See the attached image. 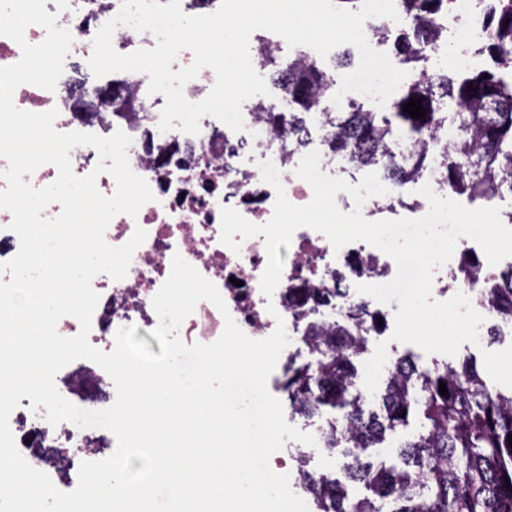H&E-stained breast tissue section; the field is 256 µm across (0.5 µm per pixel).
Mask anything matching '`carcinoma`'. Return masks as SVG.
<instances>
[{
	"instance_id": "cac0c4a2",
	"label": "carcinoma",
	"mask_w": 512,
	"mask_h": 512,
	"mask_svg": "<svg viewBox=\"0 0 512 512\" xmlns=\"http://www.w3.org/2000/svg\"><path fill=\"white\" fill-rule=\"evenodd\" d=\"M494 2L481 52L497 65L495 72H428L426 51L440 43L432 18L449 2L400 0L412 30L402 33L397 55L418 77L390 111L373 112L353 102L347 112L321 107L335 87L334 73L350 65V53L339 55L332 71L306 58L283 68L262 42L257 55L288 95V115L261 102L256 111L274 131L288 133V146L296 149L307 117L316 116L328 155L360 170L377 167L403 192L428 174L452 194L490 202L503 189L512 191V0ZM411 98L421 100L424 118L403 110ZM445 128L449 145L443 148ZM489 294L498 316L512 320V280ZM350 312L355 326L367 322L365 334L355 336L345 325H309L315 360L299 366L289 361L284 384L298 414L311 417L326 408L339 413L329 423L324 445L340 451L344 480L325 476L313 483L311 472H299L315 512H512V389L489 385L470 358L426 366L408 351L394 360L382 413H369L357 389L356 361L366 351L367 334L380 332L387 321H378L379 315L357 302ZM442 382L446 397L439 393ZM413 418L420 429L399 442L396 457L371 452ZM353 487L365 494L352 493Z\"/></svg>"
}]
</instances>
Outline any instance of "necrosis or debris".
<instances>
[{
    "instance_id": "necrosis-or-debris-1",
    "label": "necrosis or debris",
    "mask_w": 512,
    "mask_h": 512,
    "mask_svg": "<svg viewBox=\"0 0 512 512\" xmlns=\"http://www.w3.org/2000/svg\"><path fill=\"white\" fill-rule=\"evenodd\" d=\"M121 4L122 0H46L45 8L56 15L58 26L70 31L69 56L76 59L90 57L96 33L116 16ZM489 4L490 0H449L448 9L434 17V27L448 32L461 46L448 55V68L472 64L470 48L486 34ZM112 82L130 102L118 112L108 104L90 115L79 112L71 86L64 82L52 92L25 84L13 95L15 106L25 111L58 109L55 127L61 132L108 137L123 131L132 140L130 166L155 195L154 202L144 205L137 217L117 215L106 230L105 238L114 246L127 242L138 227L147 236L134 252L124 279L116 281L105 274L93 279L100 299L92 316L91 344L114 345L117 331L124 327L147 333L158 326L152 299L168 278L177 254L217 286L228 308L223 314L212 303L200 302L179 329L189 345L214 342L228 315L253 339L268 337L280 319L287 331L302 337L306 323L289 305L290 296L299 295L303 309L316 316L318 324L332 325L358 299L356 285L392 280L397 266L379 249L359 241L337 251L324 234L302 227L289 246L280 248L281 280L273 296L265 297L260 289L267 265L265 238L246 239L240 251H232L220 241L221 209L235 208L256 224L270 220L276 194L261 176L259 164L265 160L278 169L288 200L298 206L308 204L313 190L295 173L301 152L278 145L250 105L242 108L245 129L241 132L209 116L201 118L196 135L176 129L160 132L165 98L149 93L148 75L117 72ZM511 267L512 262L506 260L489 265L479 244L462 237L452 260L436 273L433 286L445 297L466 294L473 307L491 319L495 309L485 291L486 280ZM60 381L62 396L80 408L102 410L116 400L112 379L91 361L71 362L61 369ZM20 403L9 420L17 448L61 491L76 488L82 462L102 460L117 448L106 429H82L69 422L54 426L46 419L45 407H32L26 397Z\"/></svg>"
}]
</instances>
